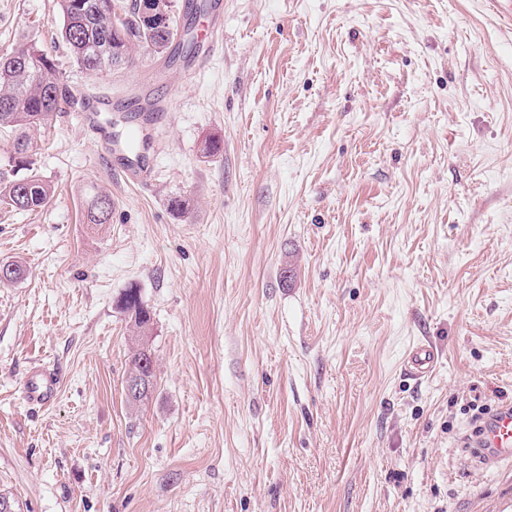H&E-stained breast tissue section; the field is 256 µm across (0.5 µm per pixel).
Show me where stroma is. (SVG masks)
Returning <instances> with one entry per match:
<instances>
[{
  "label": "stroma",
  "mask_w": 512,
  "mask_h": 512,
  "mask_svg": "<svg viewBox=\"0 0 512 512\" xmlns=\"http://www.w3.org/2000/svg\"><path fill=\"white\" fill-rule=\"evenodd\" d=\"M61 24L58 0H0V55L35 40L77 96L111 95L119 140L136 80L171 110L148 185L72 107L31 132L49 203L0 205V263L25 270L0 284L16 512H512V464L463 446L512 405V30L484 0H224L189 77L138 46L88 73ZM92 186L109 223L84 220ZM131 286L156 370L136 408ZM39 363L62 377L41 410ZM212 1L214 2L211 3L209 29L205 33V43L202 45L204 49L202 57L214 53L224 42V1ZM434 360L435 356L430 348L419 346L409 355L407 366L413 376L422 377L432 367ZM60 376L56 372L33 371L24 383L25 398L32 408H45L55 400Z\"/></svg>",
  "instance_id": "obj_1"
}]
</instances>
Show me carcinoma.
Returning <instances> with one entry per match:
<instances>
[{
	"label": "carcinoma",
	"instance_id": "cac0c4a2",
	"mask_svg": "<svg viewBox=\"0 0 512 512\" xmlns=\"http://www.w3.org/2000/svg\"><path fill=\"white\" fill-rule=\"evenodd\" d=\"M164 25L141 19L138 0L117 5L116 0H59L63 25L60 37L74 62L86 69L85 54L93 46H106L116 56V65L129 63L133 46L163 54L170 47L177 27L174 0H151ZM28 57L16 64L12 54L0 56V130L18 132L15 153L27 155L19 160L21 168L32 165L36 154L28 130L45 123L52 115L73 102L71 88L46 53L33 43L23 45ZM52 188L34 172L17 178L14 169L0 167V205L20 211H35L50 200ZM112 197L100 191L86 196L85 210L89 224H108L112 217ZM118 308L127 315L136 336V349L129 360L128 374L139 371L141 361H151L147 338L151 331V313L135 288L127 289L118 300Z\"/></svg>",
	"mask_w": 512,
	"mask_h": 512
}]
</instances>
